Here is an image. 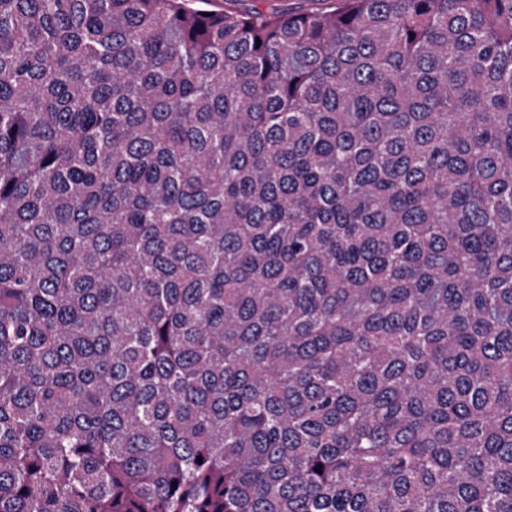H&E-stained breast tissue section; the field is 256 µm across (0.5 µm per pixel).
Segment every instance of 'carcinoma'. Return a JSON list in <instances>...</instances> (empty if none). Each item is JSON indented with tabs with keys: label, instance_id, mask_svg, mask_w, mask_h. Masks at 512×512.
<instances>
[{
	"label": "carcinoma",
	"instance_id": "cac0c4a2",
	"mask_svg": "<svg viewBox=\"0 0 512 512\" xmlns=\"http://www.w3.org/2000/svg\"><path fill=\"white\" fill-rule=\"evenodd\" d=\"M0 0V512H512V0ZM300 0H212L210 6L201 5L204 8L224 10V6L238 9L259 7L262 10L269 7L288 8L298 6Z\"/></svg>",
	"mask_w": 512,
	"mask_h": 512
}]
</instances>
